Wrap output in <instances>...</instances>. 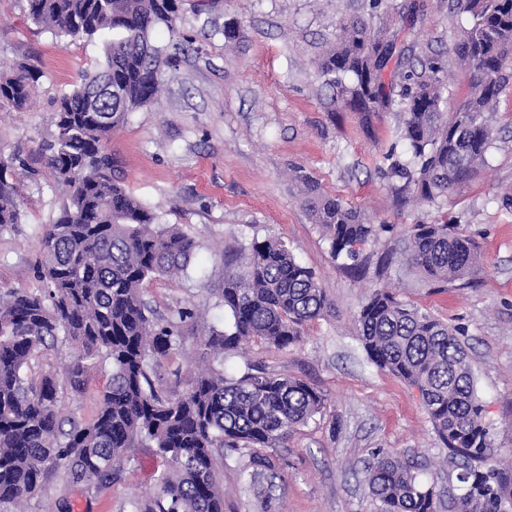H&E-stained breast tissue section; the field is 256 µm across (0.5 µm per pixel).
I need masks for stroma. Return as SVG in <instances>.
<instances>
[{
  "label": "stroma",
  "instance_id": "1",
  "mask_svg": "<svg viewBox=\"0 0 512 512\" xmlns=\"http://www.w3.org/2000/svg\"><path fill=\"white\" fill-rule=\"evenodd\" d=\"M389 23L417 55L447 53L468 17L453 0H424L423 20L403 15L404 0H385ZM184 0L175 33L159 28L156 44L172 52L190 41L168 69L157 102L128 114L108 150L125 187L151 207L161 223L178 224L199 248L186 273L149 281L144 294L156 315L190 308L181 339L155 377L164 394L184 393L204 367L201 339L223 327L218 290L224 262L253 240L276 238L311 268L332 310L306 326L300 342L283 349L249 345L230 364L234 374L258 365L324 391L321 416L297 428L279 455L282 478L261 476L245 488L238 455L221 469L224 512H374L365 467L384 450L417 462L423 478L438 477L442 492L456 489L457 470L421 405L417 390L371 365L360 348L356 314L368 286L382 284L400 299L464 327L486 420L501 463L512 461V89L490 116L493 144L487 164L467 183L435 203L399 205L383 175L384 155L396 140L400 116L372 118L349 109L326 112L314 61L340 22L370 14L369 0H216L195 12ZM239 31L235 40L226 26ZM104 59L101 40L62 43L27 17L26 0H0V65L35 63L41 77L30 108L0 106V156L27 162L20 176L21 222L0 232V286L38 291L35 260L40 232L66 202L39 153L54 130L56 101L80 73ZM342 198L389 232L368 241L361 257L390 252L413 224L448 221L477 244L482 263L468 285L433 288L401 262L387 274L356 282L332 258L321 228L308 216L301 176ZM110 376L98 366L83 393L66 395L63 416H94ZM161 463L141 448L119 482L97 494L48 477L29 512H56L60 498L84 512H130L134 499L157 489Z\"/></svg>",
  "mask_w": 512,
  "mask_h": 512
}]
</instances>
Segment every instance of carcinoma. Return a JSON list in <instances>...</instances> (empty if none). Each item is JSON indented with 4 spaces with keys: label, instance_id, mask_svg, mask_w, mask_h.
I'll return each instance as SVG.
<instances>
[{
    "label": "carcinoma",
    "instance_id": "carcinoma-1",
    "mask_svg": "<svg viewBox=\"0 0 512 512\" xmlns=\"http://www.w3.org/2000/svg\"><path fill=\"white\" fill-rule=\"evenodd\" d=\"M471 19L448 53L472 71L466 99L443 110L449 80L438 56L416 60L398 46L387 23L359 18L340 26L315 65L329 112L348 107L370 117L400 112L398 141L385 159L404 201L426 204L471 179L492 144L488 114L512 84V0H456ZM181 0H27V16L62 42L104 39L105 62L63 93L55 131L40 153L69 203L44 229L37 278L40 293L0 292V512H26L49 475L99 492L121 480L135 449L163 462L158 492L131 501L132 512H224L220 464L224 449L246 457L243 473L276 474L277 449L323 413L326 394L306 382L260 368L224 370L244 343L286 348L330 308L314 271L278 239L253 240L240 272L227 270L220 289L230 327L210 328L201 346L209 367L186 392H160L152 375L180 339L178 319L152 316L144 284L185 270L198 243L177 225L161 226L112 169L106 141L128 113L154 103L172 57L152 33L174 30ZM496 78L489 77V73ZM40 73L32 65L0 70V104L17 110L34 97ZM112 85L91 109L86 100ZM16 156L0 158V230L21 222ZM312 223L332 258L360 280L357 246L387 231L355 208L300 176ZM403 262L430 285L466 281L481 264L471 238L452 224H414L402 239ZM367 360L418 391L433 428L455 460L459 493L454 512H512V465L494 459L485 404L462 337L464 330L400 300L371 291L356 316ZM73 350L64 374L36 369L49 349ZM109 365L95 417L61 416L64 394L83 391L88 371ZM377 512H439L437 482L419 478L416 464L382 450L366 469Z\"/></svg>",
    "mask_w": 512,
    "mask_h": 512
}]
</instances>
